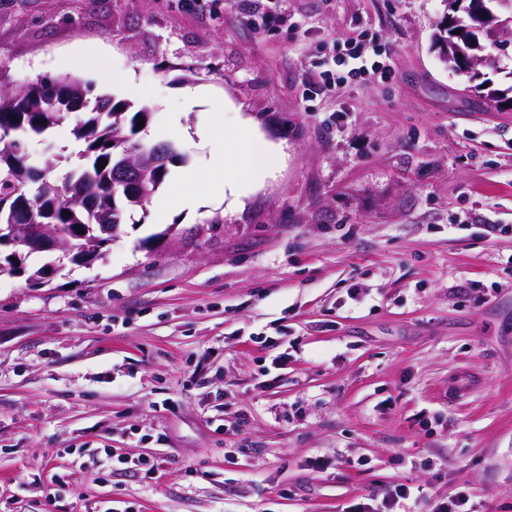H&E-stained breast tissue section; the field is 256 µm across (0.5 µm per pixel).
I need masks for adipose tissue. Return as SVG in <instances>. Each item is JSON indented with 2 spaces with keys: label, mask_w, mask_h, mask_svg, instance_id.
<instances>
[{
  "label": "adipose tissue",
  "mask_w": 512,
  "mask_h": 512,
  "mask_svg": "<svg viewBox=\"0 0 512 512\" xmlns=\"http://www.w3.org/2000/svg\"><path fill=\"white\" fill-rule=\"evenodd\" d=\"M211 140L206 175L190 171L183 175L181 188L171 200L157 202L161 211L195 209L203 201L224 202L227 207L241 204L272 177L271 157L283 155L282 145L268 141L244 116H237L234 128L221 130L219 116L206 124Z\"/></svg>",
  "instance_id": "1"
}]
</instances>
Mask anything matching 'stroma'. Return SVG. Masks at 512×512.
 Returning <instances> with one entry per match:
<instances>
[{
	"label": "stroma",
	"instance_id": "35a3bbf8",
	"mask_svg": "<svg viewBox=\"0 0 512 512\" xmlns=\"http://www.w3.org/2000/svg\"><path fill=\"white\" fill-rule=\"evenodd\" d=\"M270 6L271 35L246 0H0L7 80L147 107L170 175L210 110L286 152L242 207L138 208L104 259L0 272V512H348L400 483L414 512L462 488L512 512V109L439 60L443 0ZM356 38L391 77L315 93ZM70 129L28 143L59 182Z\"/></svg>",
	"mask_w": 512,
	"mask_h": 512
}]
</instances>
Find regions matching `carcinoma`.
I'll return each mask as SVG.
<instances>
[{
  "mask_svg": "<svg viewBox=\"0 0 512 512\" xmlns=\"http://www.w3.org/2000/svg\"><path fill=\"white\" fill-rule=\"evenodd\" d=\"M487 25L509 23L512 27V0H484ZM454 28L467 31L478 39L482 49H490L486 57L494 64L499 56L492 51H505L512 37L491 41L465 12L451 11ZM91 83L75 78L41 79L34 83L13 85L0 81V224H8L14 214L22 213L31 224H50L70 242V259L77 264L83 259V247L92 240L91 229L101 221L125 224L127 214L144 207L164 183L169 167L161 164L144 172L146 193L135 200L126 196L112 197L115 165L128 148L150 151L134 140L139 119H149L146 107L116 101L108 96H91ZM74 112L84 116L74 123L70 133L84 145L82 155L87 163L78 167L63 184L48 178L57 166L53 155L44 158L41 175L36 177L24 161L28 139L66 122ZM12 250L0 254V272L29 273L36 283L45 279L47 266L32 272L25 266L26 256Z\"/></svg>",
  "mask_w": 512,
  "mask_h": 512,
  "instance_id": "1",
  "label": "carcinoma"
}]
</instances>
